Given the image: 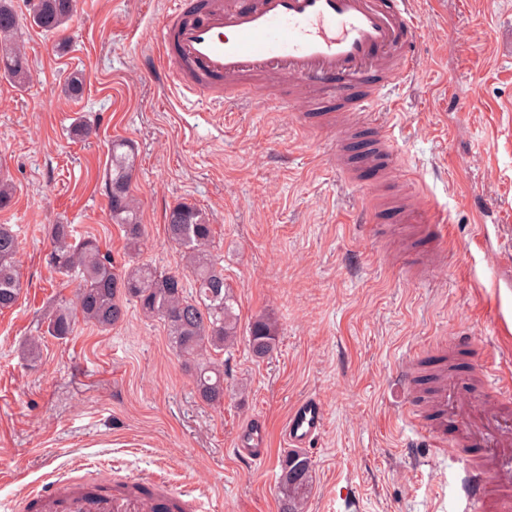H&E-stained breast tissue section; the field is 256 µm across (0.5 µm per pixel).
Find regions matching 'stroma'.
<instances>
[{"instance_id":"35a3bbf8","label":"stroma","mask_w":512,"mask_h":512,"mask_svg":"<svg viewBox=\"0 0 512 512\" xmlns=\"http://www.w3.org/2000/svg\"><path fill=\"white\" fill-rule=\"evenodd\" d=\"M166 7L77 0L66 49L23 25L33 80L21 89L0 76V177L16 188L0 224L18 236L23 282L0 312V504L79 467L119 480L163 474L191 488L203 512H279L281 429L291 404L314 395L328 418L308 451L307 512H448L452 458L418 449L396 372L457 333L512 369V335L501 333L512 328V290L495 285L500 259L512 258V0H416L425 68L378 103L396 153L386 196L428 203L448 225L444 262L420 279L409 273L408 225L390 212L362 223L377 177L363 167L345 180L328 162L330 134L300 129L273 101L221 114L147 76L137 60L152 53ZM75 71L84 90L71 98L63 86ZM82 116L95 128L86 139L73 133ZM116 139L136 155L142 260L181 269L165 215L194 205L213 226L240 327L262 315L277 324L269 357L252 358L242 340L224 353L223 406L199 398L163 322L139 308L107 331L80 321L66 338L44 333L77 288L49 264L48 225H74L124 260L104 177ZM477 196L491 202L481 248ZM37 334L39 357L22 358L20 344ZM255 416L271 447L250 466L230 448Z\"/></svg>"}]
</instances>
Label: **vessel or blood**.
Wrapping results in <instances>:
<instances>
[{
	"label": "vessel or blood",
	"instance_id": "vessel-or-blood-1",
	"mask_svg": "<svg viewBox=\"0 0 512 512\" xmlns=\"http://www.w3.org/2000/svg\"><path fill=\"white\" fill-rule=\"evenodd\" d=\"M414 0H169L153 27L158 54L150 73L156 83L208 101L219 111L229 104L276 96L295 106L301 93L335 100V111L319 110L321 129L335 128L337 142L367 135L364 164L388 180L395 170L394 142L376 110L393 86L421 68V25ZM396 219L420 224L433 241L447 235L430 207L399 205ZM423 354L398 370L409 390ZM418 433L429 446L450 449L463 475L455 491L466 512H512V383L495 358L477 359L470 372L439 377L410 404ZM327 418L323 401H296L282 429L288 448H312ZM233 451L251 462L269 454L264 419L253 417L235 436ZM193 512L190 491L163 478L137 486L96 484L61 476L32 488L25 512H155L160 502Z\"/></svg>",
	"mask_w": 512,
	"mask_h": 512
}]
</instances>
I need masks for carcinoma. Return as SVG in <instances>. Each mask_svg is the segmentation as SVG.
I'll return each instance as SVG.
<instances>
[{
  "mask_svg": "<svg viewBox=\"0 0 512 512\" xmlns=\"http://www.w3.org/2000/svg\"><path fill=\"white\" fill-rule=\"evenodd\" d=\"M26 19L45 32L68 30L76 0H24ZM20 18L15 0H0V70L19 87L32 81L16 33ZM134 157L123 140L112 142L107 173L108 210L124 232L127 260L118 265L92 238H77L70 224H53L48 231L50 261L56 272L75 278L74 306L61 304L47 317L45 334L64 338L80 317L103 331L112 329L134 302L148 317L164 322L170 343L192 363V377L200 397L213 405L224 403V369L212 361L237 344V302L224 282V268L210 251L213 229L199 208L179 204L166 214L169 240L185 259L183 271H166L142 262L144 235L140 205L130 192ZM19 243L9 224H0V311L18 301L22 282L17 265ZM277 326L270 318H256L249 327L248 347L256 359L275 348ZM280 512H304L312 489V464L301 450L287 452L280 463Z\"/></svg>",
  "mask_w": 512,
  "mask_h": 512,
  "instance_id": "cac0c4a2",
  "label": "carcinoma"
}]
</instances>
